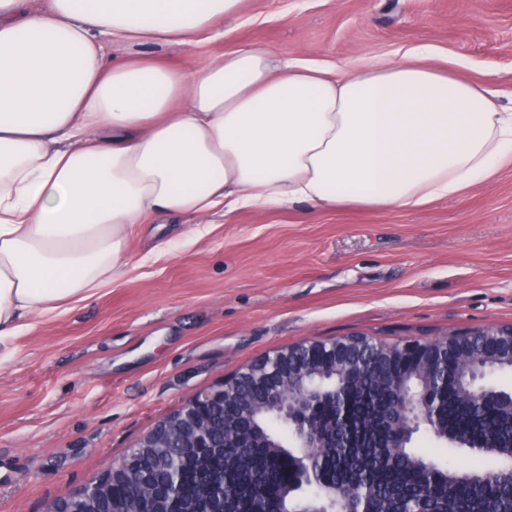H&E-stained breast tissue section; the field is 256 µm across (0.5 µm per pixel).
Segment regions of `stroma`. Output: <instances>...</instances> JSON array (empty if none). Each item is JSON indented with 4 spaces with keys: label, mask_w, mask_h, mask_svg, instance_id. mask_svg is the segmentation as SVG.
<instances>
[{
    "label": "stroma",
    "mask_w": 512,
    "mask_h": 512,
    "mask_svg": "<svg viewBox=\"0 0 512 512\" xmlns=\"http://www.w3.org/2000/svg\"><path fill=\"white\" fill-rule=\"evenodd\" d=\"M223 30L134 52L192 70L259 45L351 73L424 47L512 106V0H245ZM127 261L92 298L0 339V512L68 498L267 352L512 325V166L416 210L227 206L198 235L162 216L131 230Z\"/></svg>",
    "instance_id": "35a3bbf8"
}]
</instances>
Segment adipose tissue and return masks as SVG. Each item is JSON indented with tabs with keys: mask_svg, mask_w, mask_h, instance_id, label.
<instances>
[{
	"mask_svg": "<svg viewBox=\"0 0 512 512\" xmlns=\"http://www.w3.org/2000/svg\"><path fill=\"white\" fill-rule=\"evenodd\" d=\"M242 3L0 0V337L120 278L147 216L416 209L512 159V110L422 48L347 76L260 46L191 73L113 58L217 38Z\"/></svg>",
	"mask_w": 512,
	"mask_h": 512,
	"instance_id": "obj_1",
	"label": "adipose tissue"
}]
</instances>
